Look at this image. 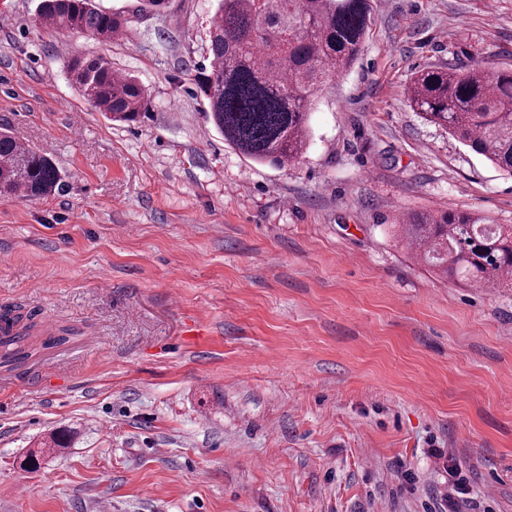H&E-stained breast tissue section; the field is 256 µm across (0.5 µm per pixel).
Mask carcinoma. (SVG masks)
Wrapping results in <instances>:
<instances>
[{"mask_svg":"<svg viewBox=\"0 0 512 512\" xmlns=\"http://www.w3.org/2000/svg\"><path fill=\"white\" fill-rule=\"evenodd\" d=\"M372 20L370 0H217L210 65L194 76L209 123L255 162L293 164L307 146L316 96L359 57ZM36 22L107 41L128 19L93 0H39ZM68 68L79 95L112 120L133 122L147 112L145 88L104 59L73 57ZM409 103L512 177V68L425 67L412 78ZM61 182L49 158L0 126L1 196L34 200ZM401 224L408 247L441 274L479 288L512 281V230L504 225L461 211L405 215ZM35 316L0 310L1 366L12 370L31 357ZM65 445V433L52 434L42 454L27 455L22 467L38 471L42 456Z\"/></svg>","mask_w":512,"mask_h":512,"instance_id":"carcinoma-1","label":"carcinoma"}]
</instances>
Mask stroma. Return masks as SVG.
<instances>
[{
    "instance_id": "obj_1",
    "label": "stroma",
    "mask_w": 512,
    "mask_h": 512,
    "mask_svg": "<svg viewBox=\"0 0 512 512\" xmlns=\"http://www.w3.org/2000/svg\"><path fill=\"white\" fill-rule=\"evenodd\" d=\"M37 4L0 0V124L63 183L0 197V308L72 335L0 368V512H424L448 488L433 448L479 512H512V288L444 280L395 231L435 209L512 225V178L407 97L426 66L511 68L512 0H372L285 168L206 121L215 0H95L128 20L103 42ZM77 55L134 75L148 113L82 99ZM60 428L70 448L21 470Z\"/></svg>"
}]
</instances>
